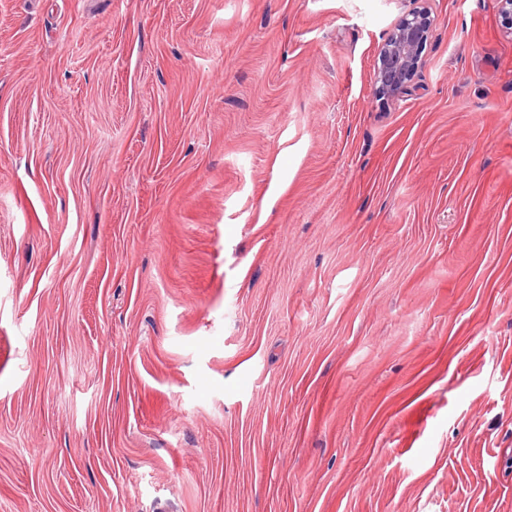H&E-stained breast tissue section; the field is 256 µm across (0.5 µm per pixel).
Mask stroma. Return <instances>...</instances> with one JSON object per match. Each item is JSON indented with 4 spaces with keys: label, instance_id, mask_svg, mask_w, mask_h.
<instances>
[{
    "label": "stroma",
    "instance_id": "stroma-1",
    "mask_svg": "<svg viewBox=\"0 0 512 512\" xmlns=\"http://www.w3.org/2000/svg\"><path fill=\"white\" fill-rule=\"evenodd\" d=\"M0 512H512L497 0H0ZM431 19L426 12L415 11L404 17L391 31L379 55L375 84L380 95L393 97L406 91L420 64Z\"/></svg>",
    "mask_w": 512,
    "mask_h": 512
}]
</instances>
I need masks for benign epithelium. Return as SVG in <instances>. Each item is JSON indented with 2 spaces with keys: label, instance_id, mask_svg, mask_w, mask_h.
<instances>
[{
  "label": "benign epithelium",
  "instance_id": "benign-epithelium-1",
  "mask_svg": "<svg viewBox=\"0 0 512 512\" xmlns=\"http://www.w3.org/2000/svg\"><path fill=\"white\" fill-rule=\"evenodd\" d=\"M430 27L429 15L415 11L391 31L378 55L374 80L379 94L393 97L407 90L419 68Z\"/></svg>",
  "mask_w": 512,
  "mask_h": 512
}]
</instances>
